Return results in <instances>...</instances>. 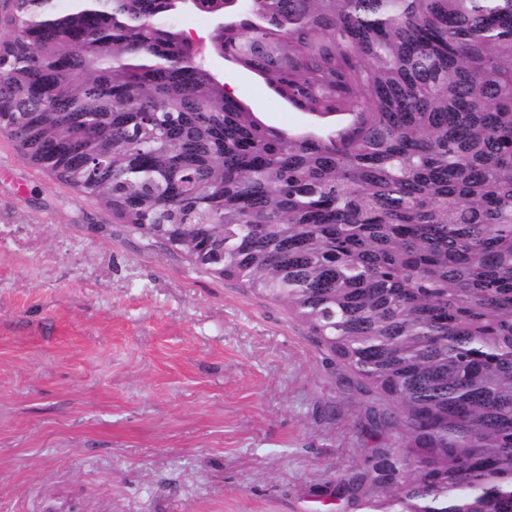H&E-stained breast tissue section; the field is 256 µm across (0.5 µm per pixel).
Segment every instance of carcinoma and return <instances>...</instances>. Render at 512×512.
I'll use <instances>...</instances> for the list:
<instances>
[{"instance_id":"obj_1","label":"carcinoma","mask_w":512,"mask_h":512,"mask_svg":"<svg viewBox=\"0 0 512 512\" xmlns=\"http://www.w3.org/2000/svg\"><path fill=\"white\" fill-rule=\"evenodd\" d=\"M322 119L231 94L179 27ZM0 113L32 164L293 310L373 432L375 512H512V0H11ZM179 25L185 34L196 40L198 44H205L213 28V21L207 14L191 12L179 19Z\"/></svg>"}]
</instances>
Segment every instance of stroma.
<instances>
[{
  "label": "stroma",
  "mask_w": 512,
  "mask_h": 512,
  "mask_svg": "<svg viewBox=\"0 0 512 512\" xmlns=\"http://www.w3.org/2000/svg\"><path fill=\"white\" fill-rule=\"evenodd\" d=\"M207 64L275 126L257 76ZM287 307L133 231L0 134V512H370L391 432Z\"/></svg>",
  "instance_id": "stroma-1"
}]
</instances>
